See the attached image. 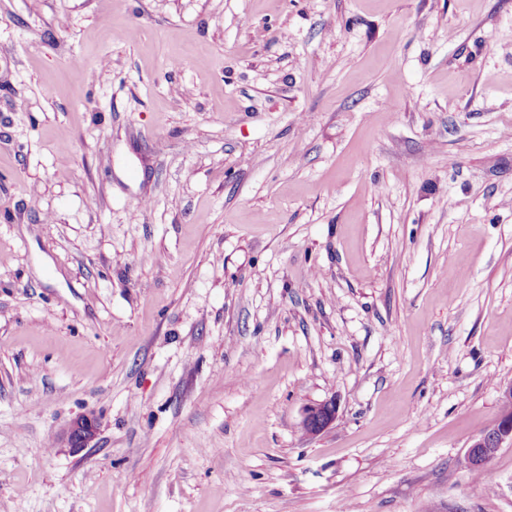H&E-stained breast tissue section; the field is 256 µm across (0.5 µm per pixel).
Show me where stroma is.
<instances>
[{"label": "stroma", "mask_w": 512, "mask_h": 512, "mask_svg": "<svg viewBox=\"0 0 512 512\" xmlns=\"http://www.w3.org/2000/svg\"><path fill=\"white\" fill-rule=\"evenodd\" d=\"M511 385L512 0H0V512H512ZM512 397L506 398L502 396V404L500 408V420L498 425L475 438L469 448H467L465 456L466 466L474 472L481 471L485 465L491 460V450L502 448L503 444L509 442L512 444ZM336 418V405L331 401L314 403L303 409L302 428L306 434H319ZM98 422L93 414H82L74 418L62 436L68 448H89L97 436Z\"/></svg>", "instance_id": "35a3bbf8"}]
</instances>
